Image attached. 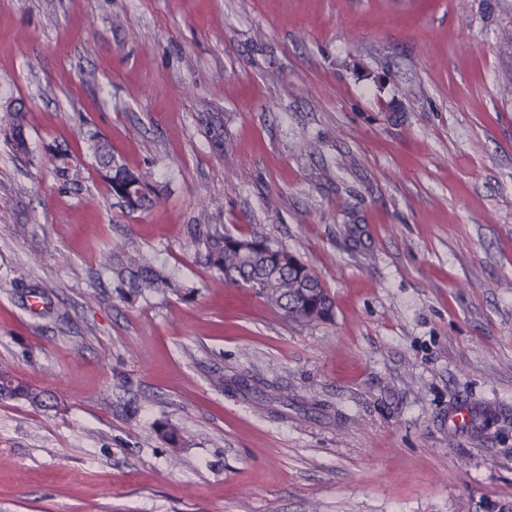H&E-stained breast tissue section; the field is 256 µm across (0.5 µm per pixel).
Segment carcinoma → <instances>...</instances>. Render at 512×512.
<instances>
[{
    "label": "carcinoma",
    "instance_id": "obj_1",
    "mask_svg": "<svg viewBox=\"0 0 512 512\" xmlns=\"http://www.w3.org/2000/svg\"><path fill=\"white\" fill-rule=\"evenodd\" d=\"M205 133L219 153L224 152V118L219 113L205 112L200 117ZM74 136L86 144L100 179L127 212L145 209L158 193L152 174L132 172L115 159L107 137L82 126ZM0 137L16 157L32 154L16 103L0 106ZM44 165L64 181H75L80 168L73 157L58 149L47 153ZM193 237L200 247L207 268L224 281L249 288L277 313L288 320L317 324L331 319L334 301L320 276L286 248L258 234H232L222 224H195ZM98 266L112 273L114 287L128 297L151 294L179 295L184 285L174 274L140 252L130 251L120 242L101 249ZM0 399H22L45 410H56L60 402L48 392L18 379L12 369L0 365ZM159 435L172 448H183L186 441L180 429L166 424Z\"/></svg>",
    "mask_w": 512,
    "mask_h": 512
}]
</instances>
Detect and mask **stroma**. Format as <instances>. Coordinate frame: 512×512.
I'll return each instance as SVG.
<instances>
[{"label":"stroma","mask_w":512,"mask_h":512,"mask_svg":"<svg viewBox=\"0 0 512 512\" xmlns=\"http://www.w3.org/2000/svg\"><path fill=\"white\" fill-rule=\"evenodd\" d=\"M510 38L512 0H0V98L81 171L0 142V362L66 405L0 400V512L512 505ZM81 120L167 190L125 211ZM196 224L294 252L333 319L225 284ZM113 240L190 296L120 298ZM205 133L217 152L224 150V118L219 113L204 112L200 117ZM43 165L49 166L57 177L64 181H76L80 175V168L73 157L58 149L49 151L45 156Z\"/></svg>","instance_id":"1"}]
</instances>
